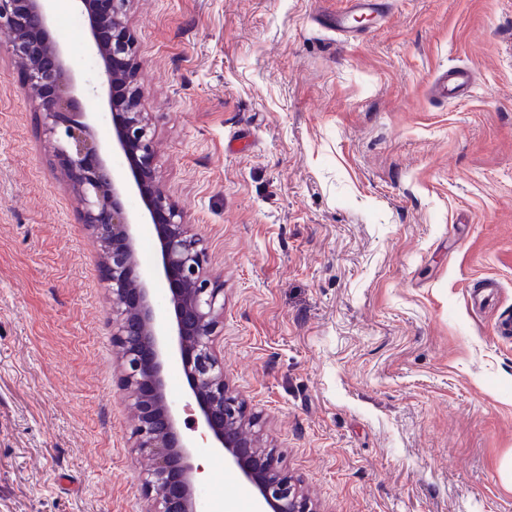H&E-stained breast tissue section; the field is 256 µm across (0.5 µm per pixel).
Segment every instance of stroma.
Wrapping results in <instances>:
<instances>
[{
  "label": "stroma",
  "instance_id": "35a3bbf8",
  "mask_svg": "<svg viewBox=\"0 0 512 512\" xmlns=\"http://www.w3.org/2000/svg\"><path fill=\"white\" fill-rule=\"evenodd\" d=\"M343 4L130 0L157 178L223 285L230 384L315 512H512V0H384L348 39L316 21ZM52 13L94 78L80 9ZM450 66L477 81L435 101ZM111 306L2 49L0 512H144Z\"/></svg>",
  "mask_w": 512,
  "mask_h": 512
}]
</instances>
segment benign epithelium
Returning a JSON list of instances; mask_svg holds the SVG:
<instances>
[{
	"mask_svg": "<svg viewBox=\"0 0 512 512\" xmlns=\"http://www.w3.org/2000/svg\"><path fill=\"white\" fill-rule=\"evenodd\" d=\"M49 2L0 0V30L8 35L5 47L26 69L44 134L68 173L82 224L98 245L112 293L119 380L136 410L134 445L152 460L144 477L150 498L146 512H202L194 484L198 435L224 453L267 512H311L273 452L258 447L249 434L254 420L217 357L224 289L206 273L203 239L156 179L155 131L139 111L134 69L120 65L130 61L134 49L125 26L130 0H108L105 13L97 0H76L88 18L90 49L102 62L92 85L70 70L65 48L52 36ZM31 29L44 33L42 42L28 39ZM88 93L102 111L84 110ZM103 121L112 126L108 143L96 136ZM132 195L140 199L136 209L126 206ZM145 229L159 244L153 277L139 268L137 241ZM159 281L166 292L165 312L157 305ZM172 365L181 369L184 398L197 410L190 433L181 430V398L167 389Z\"/></svg>",
	"mask_w": 512,
	"mask_h": 512,
	"instance_id": "7a95c632",
	"label": "benign epithelium"
}]
</instances>
